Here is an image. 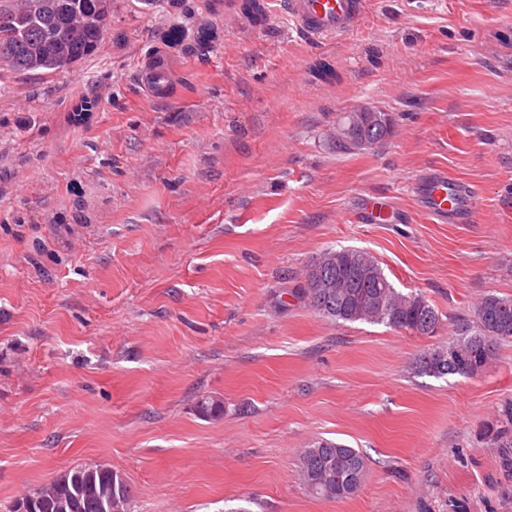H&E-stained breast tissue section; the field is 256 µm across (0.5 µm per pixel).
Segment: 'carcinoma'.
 <instances>
[{
    "instance_id": "cac0c4a2",
    "label": "carcinoma",
    "mask_w": 512,
    "mask_h": 512,
    "mask_svg": "<svg viewBox=\"0 0 512 512\" xmlns=\"http://www.w3.org/2000/svg\"><path fill=\"white\" fill-rule=\"evenodd\" d=\"M112 0H0V65L20 74L45 76L92 55L108 34ZM370 146L390 135L382 112L356 128ZM359 270L351 288H326ZM323 280H318L316 274ZM301 296L315 314L334 322L383 324L414 335L431 336L441 322L438 310L421 293L392 286L367 252L329 248L308 266ZM448 344L423 353L417 371L431 376L483 374L501 344L512 342V296L487 294L473 318L453 319ZM297 468L306 490L319 498L344 500L360 488L349 475L365 472L363 454L346 444L321 440L300 450ZM132 490L118 471L84 464L28 489L8 512H131Z\"/></svg>"
}]
</instances>
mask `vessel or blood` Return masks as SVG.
<instances>
[{
    "label": "vessel or blood",
    "mask_w": 512,
    "mask_h": 512,
    "mask_svg": "<svg viewBox=\"0 0 512 512\" xmlns=\"http://www.w3.org/2000/svg\"><path fill=\"white\" fill-rule=\"evenodd\" d=\"M365 0H287L286 10L298 31L310 38L344 35L355 29ZM426 209L443 221H463L477 206L475 198L442 172L428 174L417 185Z\"/></svg>",
    "instance_id": "vessel-or-blood-1"
}]
</instances>
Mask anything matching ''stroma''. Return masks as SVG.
I'll return each instance as SVG.
<instances>
[{"mask_svg": "<svg viewBox=\"0 0 512 512\" xmlns=\"http://www.w3.org/2000/svg\"><path fill=\"white\" fill-rule=\"evenodd\" d=\"M284 2L116 0L91 56L0 70V512L91 462L132 512H512L492 442L512 436V343L476 377L414 369L452 318L512 295V0H366L320 40ZM172 30L154 93L144 64ZM359 102L392 133L337 151ZM433 169L476 194L471 219L429 215ZM370 196L388 223L364 222ZM330 247L423 293L437 333L315 315L299 290ZM321 439L363 454L351 498L303 487L297 453Z\"/></svg>", "mask_w": 512, "mask_h": 512, "instance_id": "35a3bbf8", "label": "stroma"}]
</instances>
